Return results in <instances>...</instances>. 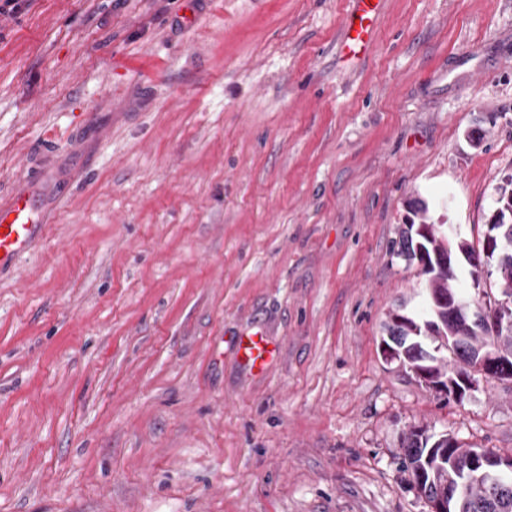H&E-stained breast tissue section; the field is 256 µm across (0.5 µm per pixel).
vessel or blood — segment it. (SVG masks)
<instances>
[{"label": "vessel or blood", "mask_w": 512, "mask_h": 512, "mask_svg": "<svg viewBox=\"0 0 512 512\" xmlns=\"http://www.w3.org/2000/svg\"><path fill=\"white\" fill-rule=\"evenodd\" d=\"M381 0H352L345 20V45L368 48L372 24ZM46 214L39 200L29 191L14 189L0 201V272L11 268L16 258L33 249L43 238ZM238 348L251 369L264 371L273 359L276 348L262 332L242 334Z\"/></svg>", "instance_id": "obj_1"}]
</instances>
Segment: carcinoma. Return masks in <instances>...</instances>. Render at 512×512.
Wrapping results in <instances>:
<instances>
[{
	"instance_id": "carcinoma-1",
	"label": "carcinoma",
	"mask_w": 512,
	"mask_h": 512,
	"mask_svg": "<svg viewBox=\"0 0 512 512\" xmlns=\"http://www.w3.org/2000/svg\"><path fill=\"white\" fill-rule=\"evenodd\" d=\"M417 221L401 232L397 254L409 261L428 257L433 268L422 270L426 276V306L422 314H403L401 321L391 316L384 325L385 347L390 357L417 375L427 370L430 382L448 390L467 392L464 380L469 378L482 355L493 349L503 360L512 363V325L489 330L474 326L462 328L448 320V305L439 298H461L456 270L434 262L446 256L451 263L473 251V245L461 239L452 241L436 224L428 223V205L417 200L412 207ZM501 292L512 296V260L497 268ZM453 366H448V361ZM480 448L462 443L451 433L438 434L427 425L410 428L401 439V469L427 498L449 495L454 512H512L511 488L504 490L485 476L480 463Z\"/></svg>"
}]
</instances>
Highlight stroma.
<instances>
[{"label": "stroma", "instance_id": "1", "mask_svg": "<svg viewBox=\"0 0 512 512\" xmlns=\"http://www.w3.org/2000/svg\"><path fill=\"white\" fill-rule=\"evenodd\" d=\"M30 0L0 15V512H430L429 424L512 455V382L446 401L383 351L424 200L478 241L512 179V0ZM265 328L261 375L236 343ZM381 0H352V7L345 20L343 42L360 46L366 51L371 42L372 24L379 12ZM46 217L39 200L25 189L14 188L7 199H1L0 272L43 239Z\"/></svg>", "mask_w": 512, "mask_h": 512}]
</instances>
